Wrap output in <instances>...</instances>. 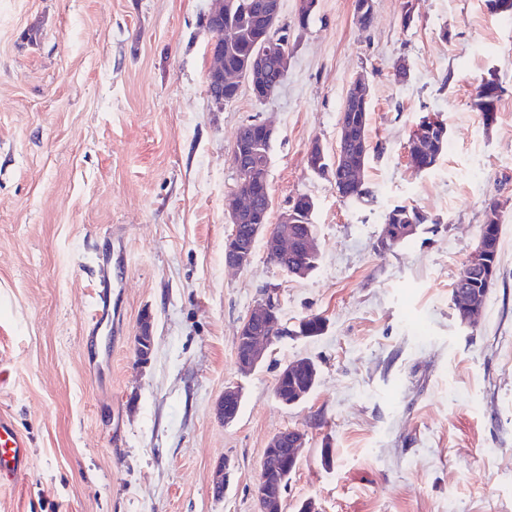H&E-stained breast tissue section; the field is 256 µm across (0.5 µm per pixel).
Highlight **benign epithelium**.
Here are the masks:
<instances>
[{
  "label": "benign epithelium",
  "mask_w": 512,
  "mask_h": 512,
  "mask_svg": "<svg viewBox=\"0 0 512 512\" xmlns=\"http://www.w3.org/2000/svg\"><path fill=\"white\" fill-rule=\"evenodd\" d=\"M279 65L281 74L288 71V54H276L274 42H267L251 60L252 79L259 80L269 59ZM244 78L235 74L224 73V44L212 39L210 45V64L207 75L208 95L215 107L224 108L228 100L224 99V85L241 83ZM252 127L242 128V137L234 144L232 165L236 171L237 184L232 209L229 212L232 224L231 233L224 242V265L229 268L243 269L250 265L254 242L259 235H264L266 253L275 257L286 258L290 254H317L314 234L307 231L296 237L288 234V225L297 223L307 200H294L280 215L278 223L242 224L240 218L252 212L257 206L259 185L267 184L268 163L256 150L248 149L249 134ZM466 268L478 276L482 284V293L462 292L457 298L460 304L459 318L464 324L471 323L482 310L492 286L496 271V251L492 241L479 237L466 261ZM278 303L274 292L267 291L265 299L241 323L236 340L235 352L237 365L241 372L254 371L263 361L268 347L276 336L288 334V326L277 317ZM154 337L150 316H144L139 323L135 336V355L139 364L149 362L153 351ZM242 394L235 387L224 389V396L218 404V412L224 423L230 424L238 417ZM303 443V434L295 429H288L275 434L267 444L265 463L261 465L253 487L261 512H282L285 474L298 465L299 450Z\"/></svg>",
  "instance_id": "7a95c632"
}]
</instances>
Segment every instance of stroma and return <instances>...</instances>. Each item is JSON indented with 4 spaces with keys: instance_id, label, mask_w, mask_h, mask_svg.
Instances as JSON below:
<instances>
[{
    "instance_id": "1",
    "label": "stroma",
    "mask_w": 512,
    "mask_h": 512,
    "mask_svg": "<svg viewBox=\"0 0 512 512\" xmlns=\"http://www.w3.org/2000/svg\"><path fill=\"white\" fill-rule=\"evenodd\" d=\"M211 0H0V416L30 442L29 469L0 481V512H259L253 495L269 439L305 445L283 512H512V19L485 0H281L290 62L278 93L241 84L216 109L206 93ZM414 21L402 27L404 12ZM404 64L406 80L394 77ZM365 75L367 195L342 200L312 143L338 146L350 82ZM502 85L497 121L472 105ZM448 145L435 167L408 163L421 117ZM270 122V223L313 199L316 269L288 276L257 240L249 266L224 265L236 188V134ZM501 204L494 285L475 326L451 293ZM397 204L427 221L378 246ZM118 330H89L97 266L113 243ZM276 290L280 318L326 321L316 337L275 341L244 374L242 320ZM154 348L134 356L143 315ZM307 358L311 393L286 406L280 369ZM242 393L238 418L216 405ZM224 467V492L212 478ZM501 86L495 78L483 79L475 89L472 107L480 113L484 125L485 117L492 114L493 122L496 120L497 102L500 97ZM242 394L236 387H226L224 396L218 404V412L224 424H230L238 417L241 406Z\"/></svg>"
}]
</instances>
